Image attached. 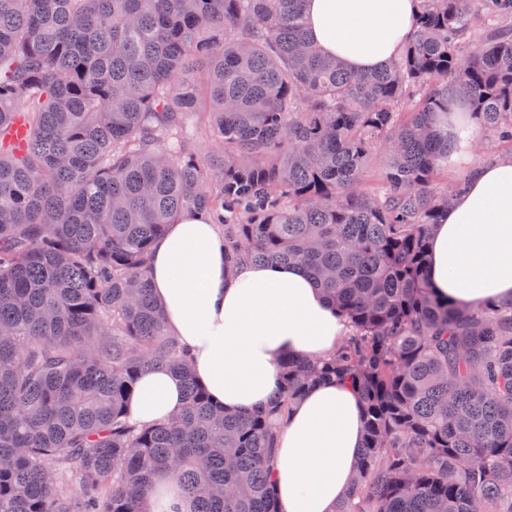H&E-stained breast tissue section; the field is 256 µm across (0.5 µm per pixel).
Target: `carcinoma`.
Returning <instances> with one entry per match:
<instances>
[{
  "label": "carcinoma",
  "instance_id": "carcinoma-1",
  "mask_svg": "<svg viewBox=\"0 0 512 512\" xmlns=\"http://www.w3.org/2000/svg\"><path fill=\"white\" fill-rule=\"evenodd\" d=\"M303 12L0 0V512H166L165 475L193 512H279L278 429L325 378L366 415L338 512H512V303L442 300L426 277L448 87L512 143V0H420L368 74L322 55ZM185 214L222 225L234 263L302 265L353 324L332 357L285 361L265 408L214 403L165 328L150 253ZM157 365L185 406L139 426Z\"/></svg>",
  "mask_w": 512,
  "mask_h": 512
}]
</instances>
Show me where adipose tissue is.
<instances>
[{"label": "adipose tissue", "mask_w": 512, "mask_h": 512, "mask_svg": "<svg viewBox=\"0 0 512 512\" xmlns=\"http://www.w3.org/2000/svg\"><path fill=\"white\" fill-rule=\"evenodd\" d=\"M419 0H305L310 41L349 71L380 69L408 43ZM464 99L448 100L451 158L467 164L462 188L434 224L427 277L437 296L465 303L512 299V156L469 158L474 130L457 120ZM150 279L169 332L192 355L196 379L228 411L267 404L285 360L334 352L349 332L297 264L224 262L219 225L190 216L168 225L152 248ZM184 389L166 367L140 379L129 407L151 424L181 411ZM363 407L340 381L310 387L292 404L278 436L272 478L280 512H338L357 471Z\"/></svg>", "instance_id": "ef3b65f1"}]
</instances>
